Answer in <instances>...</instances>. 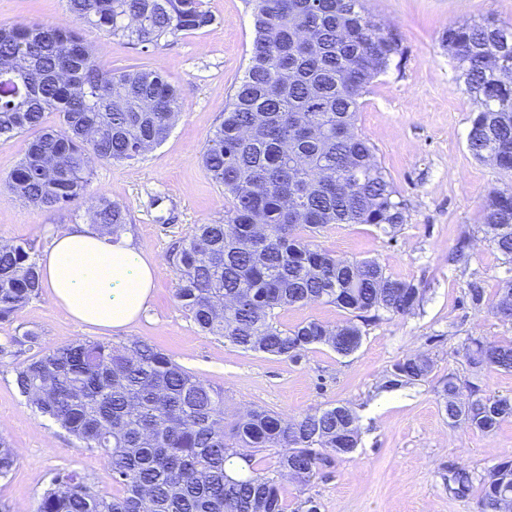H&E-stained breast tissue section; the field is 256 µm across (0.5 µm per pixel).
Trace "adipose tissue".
I'll use <instances>...</instances> for the list:
<instances>
[{
	"instance_id": "1",
	"label": "adipose tissue",
	"mask_w": 512,
	"mask_h": 512,
	"mask_svg": "<svg viewBox=\"0 0 512 512\" xmlns=\"http://www.w3.org/2000/svg\"><path fill=\"white\" fill-rule=\"evenodd\" d=\"M43 285L69 317L119 329L133 323L154 286L151 253L130 241L106 244L81 224L52 242L43 263Z\"/></svg>"
}]
</instances>
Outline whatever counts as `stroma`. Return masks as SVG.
Wrapping results in <instances>:
<instances>
[{"label": "stroma", "mask_w": 512, "mask_h": 512, "mask_svg": "<svg viewBox=\"0 0 512 512\" xmlns=\"http://www.w3.org/2000/svg\"><path fill=\"white\" fill-rule=\"evenodd\" d=\"M364 6L397 37L400 52L364 95L355 127L399 191L406 220L391 236L369 224H331L316 242L340 258L377 259L387 274L420 289L418 307L405 315L381 314L364 326L360 347L348 356L315 345L292 362L199 333L174 297L169 254L195 225L223 216L229 205L200 155L248 64L251 0H204L212 25L149 52L76 24L67 0H0V25H77L102 64L160 70L181 104L164 142L132 163H95L88 197L65 209H36L0 190V241L32 240L41 253L63 225L89 224L92 196L102 193L122 205L130 218L126 237L147 247L156 263L152 295L138 321L118 330L82 325L42 291L12 321L0 322V344L28 330L51 348L78 339L117 345L138 337L223 389L231 415L262 408L299 417L339 403L350 406L359 417L356 451L346 459L328 458L308 485L281 478L287 512L306 498L319 512H480L477 477L512 455V419L489 435L450 423L439 391L454 375L512 397V371L476 373L466 356L471 336L512 345V323L493 313L512 266L481 230L487 195L502 179L493 163L476 161L468 150L474 105L441 36L448 26L490 14L512 24V0H364ZM463 238L466 256L452 260ZM473 282L484 290L478 308L467 297ZM417 354L432 361L427 379L384 390L393 365ZM15 366V360L0 358V434L20 454L13 474L0 479V505L33 512L45 485L62 470L80 472L101 493H117L104 455L79 447L66 430L40 417L14 384ZM461 471L472 481L459 493L453 477Z\"/></svg>", "instance_id": "stroma-1"}]
</instances>
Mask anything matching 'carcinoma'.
I'll return each instance as SVG.
<instances>
[{
    "instance_id": "cac0c4a2",
    "label": "carcinoma",
    "mask_w": 512,
    "mask_h": 512,
    "mask_svg": "<svg viewBox=\"0 0 512 512\" xmlns=\"http://www.w3.org/2000/svg\"><path fill=\"white\" fill-rule=\"evenodd\" d=\"M81 23L122 36L148 52L183 32L211 25L202 0H67ZM249 64L224 119L201 154L206 175L224 188V217L198 224L171 258L175 298L198 331L244 350L296 361L312 345L347 356L361 326L383 311L404 315L421 292L372 258L348 260L315 243L329 224L404 222V203L355 132L361 99L399 51L363 0H253ZM443 47L475 105L468 133L472 156H494L512 180V26L487 17L448 27ZM180 111L176 88L157 70L113 71L93 55L77 29L55 24L0 26V138L32 136L25 156L0 185L38 209H63L88 190L96 161L128 162L161 144ZM57 112L56 127L43 126ZM128 212L103 194L91 208V231L114 238ZM483 231L512 264V185L492 190ZM41 270L32 242L0 244V321L38 295ZM312 302L348 314L330 325L309 320L284 329L274 311ZM494 315L512 322V278L500 288ZM15 385L40 416L70 432L82 448L107 458L122 493L106 496L76 471L55 474L35 512H285L277 479L252 466L243 448L273 450L277 471L300 485L331 455L358 447V417L336 404L288 419L259 408L227 422L224 391L174 363L148 342L120 346L77 340L45 348L27 331L0 345L19 357ZM475 371H512V347L479 337L466 344ZM426 355L397 362L385 387L424 380ZM459 379L443 383L451 423L484 434L512 418V397L471 385L459 401ZM19 462L0 434V478ZM483 512H502L512 497V456L480 476Z\"/></svg>"
}]
</instances>
